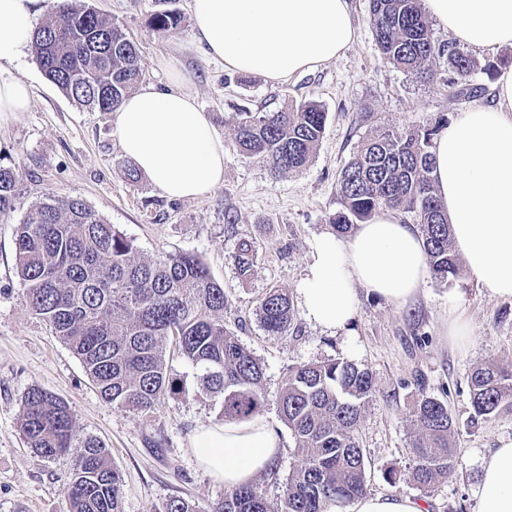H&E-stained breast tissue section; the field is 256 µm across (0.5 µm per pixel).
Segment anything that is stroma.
Wrapping results in <instances>:
<instances>
[{"instance_id": "obj_1", "label": "stroma", "mask_w": 512, "mask_h": 512, "mask_svg": "<svg viewBox=\"0 0 512 512\" xmlns=\"http://www.w3.org/2000/svg\"><path fill=\"white\" fill-rule=\"evenodd\" d=\"M119 23L139 48L142 84L169 85L171 68L183 74L182 87L206 112L224 142V183L196 199H172L147 178L128 181L127 163L112 136L113 113L76 104L42 73L32 50H25L11 73L32 87L28 111L0 129V165L19 173L14 208L0 215V512H68L64 483L73 456L37 457L20 431L21 400L37 386L70 408L77 431L107 447L124 488V512H164L169 499L190 500L198 512H211L225 488L199 464L191 438L217 422V407L196 395L190 365L173 360L184 389L170 394L147 414L106 402L82 362L26 304L15 257L17 224L30 207L47 197L82 200L131 239L139 256L190 253L223 286L224 320L265 368L262 419L278 435L274 472L254 482L270 504L282 494L281 480L301 458L279 417V393L288 366L347 359L368 368L375 394L362 411L357 439L365 464L366 492L425 499L431 512H479V460L500 438H512V412L504 411L478 427L468 424V376L494 358H512V300L480 287L467 267L448 281L428 278L416 302L399 309L365 289L357 291L353 337L336 336L310 323L295 309L286 335L263 331L256 315L259 297L270 286L295 293L304 276L309 244L328 231L339 208L337 182L359 142L384 127L395 132L419 128L438 118L454 119L477 104L493 102L495 74L486 64L512 66V46L476 53L480 69L469 80L477 96H453L445 59L437 76L421 82L383 62L369 24V0H350L357 38L335 61L271 84L257 74L225 70L194 46L192 0H80ZM176 9L180 24L155 33L149 19ZM308 101L328 114L323 139L305 169L274 175L237 150L234 119L241 108L275 112ZM255 242L254 275L242 281L230 257L241 239ZM459 295L458 315L469 335L448 334V293ZM443 399L457 424L452 442L459 466L446 481L426 492L413 479L411 446L416 428L412 411L419 394Z\"/></svg>"}]
</instances>
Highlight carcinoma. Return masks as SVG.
Segmentation results:
<instances>
[{
    "mask_svg": "<svg viewBox=\"0 0 512 512\" xmlns=\"http://www.w3.org/2000/svg\"><path fill=\"white\" fill-rule=\"evenodd\" d=\"M181 22L175 10L154 13L149 25L164 34ZM370 24L381 57L419 80L436 76L445 56L456 79L468 81L478 63L457 45H438L422 0H370ZM33 54L47 79L81 106L114 112L140 79L138 49L120 25L73 0H57L52 15L33 31ZM327 112L315 102L277 112L237 113V150L278 173L312 160ZM438 120L363 138L338 181L339 209L331 224L347 233L377 211L414 214L436 278L457 274L450 224L436 195L432 140ZM18 173L0 166V215L13 209ZM18 274L29 308L77 355L103 399L128 411H151L167 394L183 390L166 358L167 343L190 365L197 396L219 407L218 421L248 422L264 407V370L224 322V288L194 255L146 260L133 241L78 198L49 197L33 205L15 229ZM239 277L249 278L257 247L241 241L231 255ZM263 330L284 335L294 310L289 295L269 287L258 299ZM476 426L512 410V360L492 359L470 374ZM375 391L372 374L350 360L288 366L279 413L302 456L288 474L278 507L254 484L225 492L214 512H327L328 506L364 495L365 466L355 431ZM413 479L428 491L458 467L450 441L454 422L444 401L420 394L413 410ZM20 427L33 453L54 459L76 451L65 485L70 512H123V484L105 444L80 435L69 407L39 388L21 402Z\"/></svg>",
    "mask_w": 512,
    "mask_h": 512,
    "instance_id": "obj_1",
    "label": "carcinoma"
}]
</instances>
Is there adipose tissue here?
<instances>
[{"label":"adipose tissue","mask_w":512,"mask_h":512,"mask_svg":"<svg viewBox=\"0 0 512 512\" xmlns=\"http://www.w3.org/2000/svg\"><path fill=\"white\" fill-rule=\"evenodd\" d=\"M38 0H0V127L31 104L29 85L9 71L30 44ZM433 21L459 44L487 53L512 46V0H424ZM195 42L225 70L281 84L341 57L356 39L349 0H193ZM496 103L476 105L433 139V177L456 251L477 282L512 298V68L494 83ZM112 135L124 157L174 199L197 198L224 182V144L195 99L147 85L125 97ZM429 277L423 238L390 210L346 236L326 231L310 244L297 294L306 318L354 333L356 291L404 307ZM191 446L225 489L268 470L279 441L259 418L199 427ZM481 512H512V438L480 460Z\"/></svg>","instance_id":"1"}]
</instances>
